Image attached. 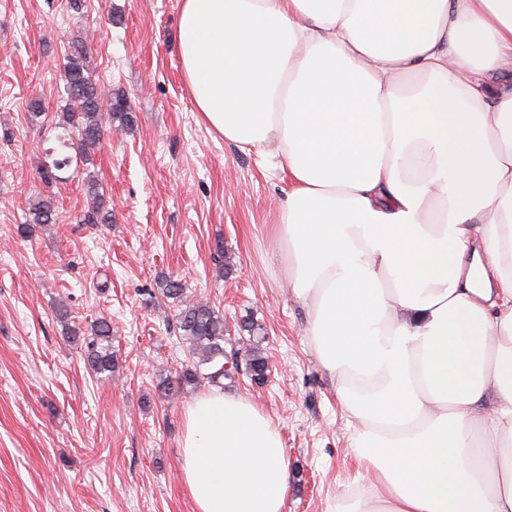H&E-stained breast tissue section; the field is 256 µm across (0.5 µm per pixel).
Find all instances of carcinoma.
I'll return each instance as SVG.
<instances>
[{"label":"carcinoma","instance_id":"cac0c4a2","mask_svg":"<svg viewBox=\"0 0 512 512\" xmlns=\"http://www.w3.org/2000/svg\"><path fill=\"white\" fill-rule=\"evenodd\" d=\"M61 80L66 97L58 127L64 130V134L57 136V140L69 153L61 157L49 154L41 164L40 178L49 187L67 181L59 172L71 167L77 172L91 163L104 131L112 128V124L129 130L135 123L125 98L119 95L110 99L108 111H102V93L89 75L87 45L80 37L69 45ZM87 193L92 198V206L85 214L84 221L89 224L110 223L112 213L99 195L95 181H87ZM55 221L54 199L47 195L30 205L29 218L26 223L17 226V232L27 236L32 233L33 226L53 224ZM161 293L180 301L185 288L181 281L169 277L161 282ZM177 320L180 338L188 352L187 363L182 365L178 376L180 384L196 386L205 381L219 384L235 376V372L226 368L228 351L224 348V317L210 302L197 301L182 305ZM241 328L249 335V344L242 346L246 356L245 373L259 383L267 379L269 370L262 347L266 336L262 334V324L250 319L243 321ZM69 334L76 340H82L87 363L94 375L103 380L112 378L117 361L112 352L111 322L98 320L91 325L88 334L76 329L70 330Z\"/></svg>","mask_w":512,"mask_h":512}]
</instances>
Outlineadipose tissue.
Listing matches in <instances>:
<instances>
[{"label":"adipose tissue","mask_w":512,"mask_h":512,"mask_svg":"<svg viewBox=\"0 0 512 512\" xmlns=\"http://www.w3.org/2000/svg\"><path fill=\"white\" fill-rule=\"evenodd\" d=\"M201 118L288 176L270 243L353 432L333 512H512V0H181ZM195 512H284L278 425L184 410Z\"/></svg>","instance_id":"adipose-tissue-1"}]
</instances>
